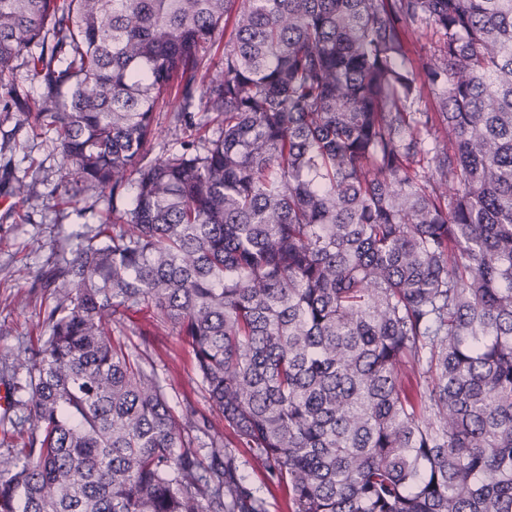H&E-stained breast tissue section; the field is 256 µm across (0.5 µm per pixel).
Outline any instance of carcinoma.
Segmentation results:
<instances>
[{
	"instance_id": "cac0c4a2",
	"label": "carcinoma",
	"mask_w": 512,
	"mask_h": 512,
	"mask_svg": "<svg viewBox=\"0 0 512 512\" xmlns=\"http://www.w3.org/2000/svg\"><path fill=\"white\" fill-rule=\"evenodd\" d=\"M33 46L21 124L112 211L41 277L0 512H264L239 447L288 512H512V0H0V78ZM188 134L181 130H174L168 127L167 124H162L155 131V135L151 141V157H163L168 154L177 152L180 149L181 142ZM140 330L129 334L130 341L141 344L147 340V350L153 367L165 379L166 396L170 406L180 410L185 400L194 403L196 408L218 425L224 435V423L214 420L204 398L200 379L194 368L192 355L187 344L169 329L158 325L148 315L136 316ZM144 336H141V335ZM240 469L254 487H261L260 495L265 499L267 512H288V489L271 485L265 469L248 448H238Z\"/></svg>"
}]
</instances>
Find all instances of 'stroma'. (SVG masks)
Returning a JSON list of instances; mask_svg holds the SVG:
<instances>
[{
	"instance_id": "1",
	"label": "stroma",
	"mask_w": 512,
	"mask_h": 512,
	"mask_svg": "<svg viewBox=\"0 0 512 512\" xmlns=\"http://www.w3.org/2000/svg\"><path fill=\"white\" fill-rule=\"evenodd\" d=\"M40 92L39 80L20 64L0 81V168L13 171L22 192L16 212L7 213L0 206V387L10 388L12 399L7 420L0 421V457L25 447L30 436L22 404L25 394L14 385L25 379L19 362L25 350L44 338L43 313L53 303L49 290L38 283L39 274L50 258L71 247L72 234L90 233L109 208L92 189L83 191L80 204L69 203L60 185L63 159L51 135L29 136L18 126L17 109L3 107L11 96L30 100ZM137 321L140 331L131 341L146 343L153 366L165 381L170 406L178 409L190 401L200 412H208L187 344L146 315H138ZM238 462L249 482L259 488L266 512H288L287 488L268 482L249 449H239Z\"/></svg>"
}]
</instances>
